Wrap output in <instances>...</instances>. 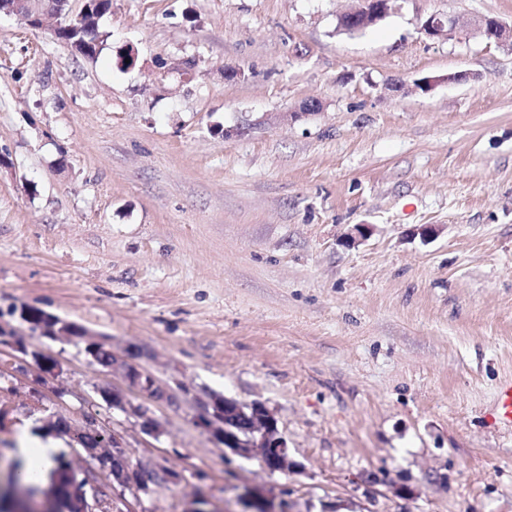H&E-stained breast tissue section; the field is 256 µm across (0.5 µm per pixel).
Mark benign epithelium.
Wrapping results in <instances>:
<instances>
[{
	"instance_id": "1",
	"label": "benign epithelium",
	"mask_w": 512,
	"mask_h": 512,
	"mask_svg": "<svg viewBox=\"0 0 512 512\" xmlns=\"http://www.w3.org/2000/svg\"><path fill=\"white\" fill-rule=\"evenodd\" d=\"M356 2L355 8L339 16L340 27L346 31L359 32L383 20L390 14L396 0H356ZM55 5L56 0H12V6L9 9L5 10L0 6V13L14 15L26 26L37 28L44 17L54 11ZM454 26V19L446 15L433 14L423 22L421 30L430 39L444 40L450 36ZM476 30L484 39L512 50V25H507L494 17H485L478 22ZM30 330L54 340L83 342L87 352L92 346L104 343L103 339L88 330H80L75 323L57 315L50 318V326L32 324ZM15 350L20 353V356L16 357V362L21 370L26 369L31 361L43 373H51L59 368L54 358L38 349L17 344ZM110 369L121 370L128 390L140 399V402L135 404L122 398L121 393L114 390L112 405H117L123 411L142 419V427L145 431L156 432L155 421L149 415L145 402L165 400L173 404L175 399L171 390L161 386L144 368L115 355L112 356ZM234 407L237 411L247 408L261 417V422L244 437L239 436L225 424V412L215 397L200 400L196 406L194 421L215 441L224 446V456L250 458L261 450L263 455L260 456V460L272 473H288L299 467L289 454L288 443L279 430L277 418L264 403L253 402L245 406L236 402ZM105 436L114 446V457L111 463H102L100 467L109 470L112 482L119 487L134 488L146 494L150 491V486L174 479L167 468L146 471L138 466H132L118 435L107 432ZM85 477L87 489L82 491L79 499L75 501L74 512H107L111 509L112 503L98 490L97 471L89 467L85 470ZM61 490L62 485L57 480L34 493L27 494V510L29 512H60ZM240 498L245 506L244 512H279L272 500L257 495L250 488H243Z\"/></svg>"
}]
</instances>
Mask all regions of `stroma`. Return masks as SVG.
I'll use <instances>...</instances> for the list:
<instances>
[{
	"mask_svg": "<svg viewBox=\"0 0 512 512\" xmlns=\"http://www.w3.org/2000/svg\"><path fill=\"white\" fill-rule=\"evenodd\" d=\"M352 6L112 0L93 62L0 15V323L60 365L0 378V439L27 426L80 472L90 415L178 472L146 494L99 472L112 512H243L237 485L289 512H512V51L474 33L512 0H396L338 33ZM432 14L448 39L422 33ZM20 306L104 337L179 406L145 432L105 398L120 375ZM214 394L265 403L299 471L225 458L193 421ZM455 26V20L447 15H430L422 24L421 30L429 39H448Z\"/></svg>",
	"mask_w": 512,
	"mask_h": 512,
	"instance_id": "obj_1",
	"label": "stroma"
}]
</instances>
